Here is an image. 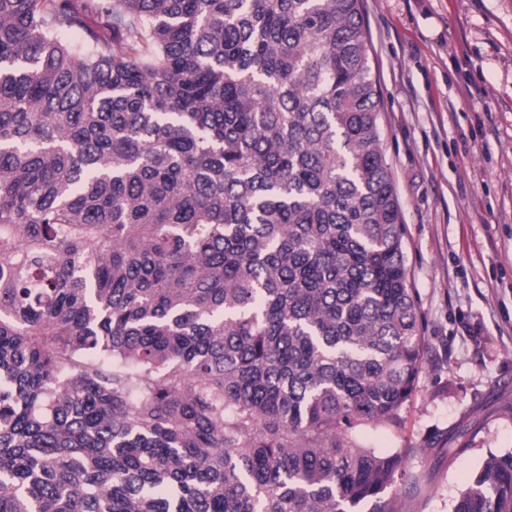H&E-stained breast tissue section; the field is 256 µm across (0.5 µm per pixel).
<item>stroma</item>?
<instances>
[{
	"mask_svg": "<svg viewBox=\"0 0 512 512\" xmlns=\"http://www.w3.org/2000/svg\"><path fill=\"white\" fill-rule=\"evenodd\" d=\"M363 4L428 353L400 423L358 439L410 449L405 512H451L512 451V0Z\"/></svg>",
	"mask_w": 512,
	"mask_h": 512,
	"instance_id": "1",
	"label": "stroma"
}]
</instances>
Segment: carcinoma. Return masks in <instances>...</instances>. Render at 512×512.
Wrapping results in <instances>:
<instances>
[{
    "instance_id": "obj_1",
    "label": "carcinoma",
    "mask_w": 512,
    "mask_h": 512,
    "mask_svg": "<svg viewBox=\"0 0 512 512\" xmlns=\"http://www.w3.org/2000/svg\"><path fill=\"white\" fill-rule=\"evenodd\" d=\"M370 49L363 0H0V512H404Z\"/></svg>"
}]
</instances>
